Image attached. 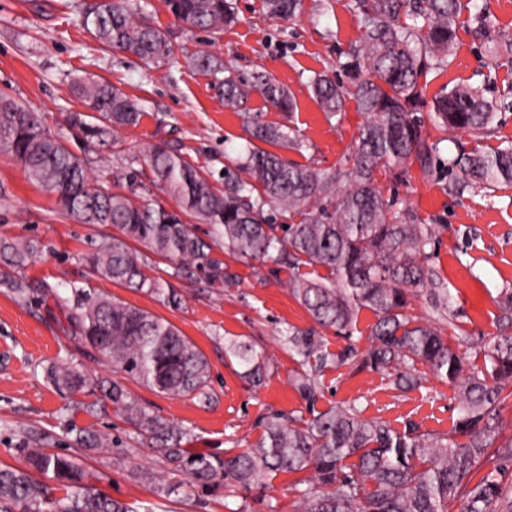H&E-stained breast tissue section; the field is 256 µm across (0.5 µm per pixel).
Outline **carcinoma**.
<instances>
[{
	"label": "carcinoma",
	"mask_w": 512,
	"mask_h": 512,
	"mask_svg": "<svg viewBox=\"0 0 512 512\" xmlns=\"http://www.w3.org/2000/svg\"><path fill=\"white\" fill-rule=\"evenodd\" d=\"M163 3L190 32L216 33L237 21L234 0ZM301 4L263 0L267 15L288 20L297 17ZM348 8L363 29L360 44L350 48L342 64L348 83L320 74L312 89L328 116L342 114L349 99L366 116L351 158L330 168L312 160L287 163L272 148L303 153L308 145L296 129L249 116L246 149L225 166L221 189L170 143H149L142 158L154 184L178 203L177 211L142 203L132 190H103L108 176L121 174L104 168L90 173L35 113L0 96V151L11 153L67 214L119 230L83 255L91 275L181 305L166 281L149 274L148 256L135 243L179 270L196 269L210 284L236 282L228 265L213 256L216 248L271 262L288 274L289 293L313 320L284 338L288 351L299 357L292 386L312 417L274 413L262 422L257 442L223 457L186 447L187 430L142 406L117 378L99 379L67 363L51 365L47 377L71 395L102 394L172 471L189 474L202 489L222 486L226 497L263 486L280 473L307 472L293 486L294 512H449L451 503L460 504L459 512H512V487L502 481L512 441L499 444L496 436L501 410L512 398V391L505 392L512 384V335L496 337L478 366L430 321L404 313L408 288L425 286L435 312L448 319V289L430 263L438 225L396 210L376 185L377 173L402 181L413 164L429 174L447 141L423 134L416 112L426 101L424 78L447 63L464 5L462 0H348ZM473 19L490 57L497 61L505 54L512 62V42L491 35L488 14L479 10ZM83 24L104 49L130 52L159 66L172 61L170 33L132 11L127 0H99L85 12ZM192 66L214 77V89L229 107L243 108L254 93L282 112L294 107L287 88L266 72L244 77L209 51L197 53ZM76 90L93 115L75 112L70 125L88 145H104L112 131L142 120L136 100L109 81L85 80ZM432 119L445 132L467 133L477 143L497 134L493 105L477 87L457 86L436 95ZM447 169L448 194L454 197L476 184L487 189L512 184V142L489 152L475 148L450 155ZM186 216L210 225V239L197 235ZM279 217L289 224L276 223ZM37 253L29 239H0L5 267L0 286L22 300L53 298L72 337L112 373L166 395L209 397V363L175 325L93 289L73 288L64 297L50 284L34 286L18 271ZM363 309L376 317L365 349L336 356L326 350L320 330L334 328L351 339ZM224 353L237 360L252 386L265 382L264 352L226 338ZM356 357L402 391L422 386L418 365L426 366L454 390L459 416L453 429L424 433L411 423L398 431L361 417L351 404L315 410L320 373ZM74 441L84 448L113 445L91 428L77 429ZM17 452L24 466H0V512H139L96 488L93 473L74 455L44 444Z\"/></svg>",
	"instance_id": "obj_1"
}]
</instances>
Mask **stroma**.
Here are the masks:
<instances>
[{
	"label": "stroma",
	"instance_id": "1",
	"mask_svg": "<svg viewBox=\"0 0 512 512\" xmlns=\"http://www.w3.org/2000/svg\"><path fill=\"white\" fill-rule=\"evenodd\" d=\"M90 2L0 0V95L38 113L42 124L73 148L77 132L67 117L86 109L75 82L106 80L121 87L139 103L144 113L140 125L118 130L114 142L91 147L83 159L95 170H137L135 189L142 201L175 205L153 185L139 159L145 141L178 145L218 185L224 182L226 155H237L246 145L244 113L225 107L211 76L189 64L203 50L243 75L268 72L293 94L296 106L290 113L278 111L257 94L246 104L262 121L295 127L307 141L305 153L283 151L285 160H312L329 168L351 155L364 116L350 101L341 119L328 118L310 86L321 72L345 78L341 65L363 34L347 0H303L300 16L290 21L269 17L261 0H236L238 23L218 33L183 30L163 0H129L130 8L151 14L173 34V62L161 68L127 52L100 48L82 25ZM489 62L486 43L471 23L461 24L447 66L427 76V93L459 84L486 87L488 100L499 107L497 138L512 141V65L494 70ZM377 184L397 209L438 225L432 264L448 288L453 322L448 340L468 361L482 362L485 347L506 330L500 306L505 290L512 289V188L491 193L478 186L459 199L449 195L448 172L439 167L426 177L414 167L405 182L381 177ZM115 233L113 227L67 215L13 156L0 151V237L31 239L41 248L23 276L35 284L55 285L64 295L75 285L144 309L177 326L207 358L212 382L206 399L163 395L136 380L124 381L136 400L188 430L189 447L233 455L259 438L263 416H308L310 409L290 382L297 363L282 336L291 328H308L312 320L284 287L285 273L257 277L253 261L224 252L221 260L237 276L228 288L180 275L174 263L153 258V275L183 295L182 306L174 308L147 292L89 276L82 256ZM57 314L53 301L21 300L0 288V464H20L19 444L29 435L44 436L54 450L77 455L97 476L99 489L112 498L150 506L153 512H234L244 503L249 512H292L291 474L253 488L243 499L225 496L220 487L202 493L184 473L173 477V493H158L150 477L163 471V462L135 439L111 402L101 400L96 415H89L80 407L83 394L60 393L47 380V368L61 361L93 375L108 373L62 330ZM228 337L273 358L262 386L252 387L241 377L237 361L225 356ZM321 381L323 393L314 407L319 411L352 404L363 418L392 428L413 423L421 431L441 434L450 432L458 418L453 389L430 375L420 388L402 392L381 373L345 363L326 369ZM76 427L108 433L118 446L105 454L77 447L72 433Z\"/></svg>",
	"mask_w": 512,
	"mask_h": 512
}]
</instances>
